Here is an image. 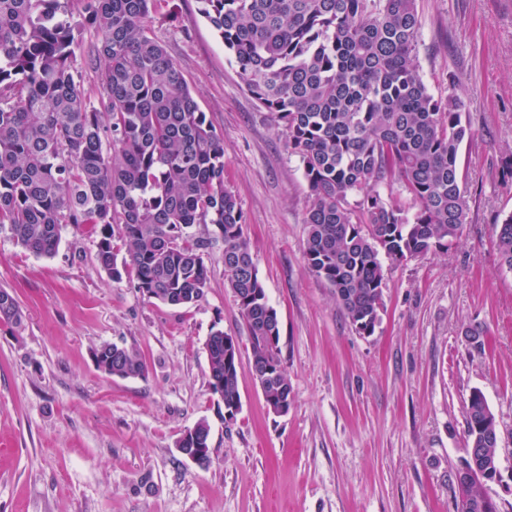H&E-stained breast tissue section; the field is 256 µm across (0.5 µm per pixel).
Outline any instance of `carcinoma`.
<instances>
[{
	"label": "carcinoma",
	"mask_w": 512,
	"mask_h": 512,
	"mask_svg": "<svg viewBox=\"0 0 512 512\" xmlns=\"http://www.w3.org/2000/svg\"><path fill=\"white\" fill-rule=\"evenodd\" d=\"M160 0H0V228L36 256L55 253L65 224L98 237L96 260L119 281L171 306L200 301L204 255L223 244L227 288L246 321L252 372L267 407L288 414L292 388L280 367L277 311L224 182V144L188 82L152 32ZM247 92L299 156L309 187L304 259L336 295L352 328L374 333L383 306L380 255L402 262L447 252L467 222L459 168L472 135L465 106L435 96L416 60V0H198ZM91 29L86 66L103 64L99 105L74 68ZM397 187L384 195L380 187ZM211 224L215 236L187 229ZM129 245L120 261L113 239ZM502 267L512 271V214L496 225ZM0 322L22 324L16 299ZM209 387L224 422L241 407L239 341L222 330L205 345ZM118 378L145 374L125 346L93 352ZM484 394L465 407L468 442L493 463L495 428ZM179 442L211 463L210 425Z\"/></svg>",
	"instance_id": "cac0c4a2"
}]
</instances>
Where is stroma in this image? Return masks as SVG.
Returning <instances> with one entry per match:
<instances>
[{"label":"stroma","instance_id":"1","mask_svg":"<svg viewBox=\"0 0 512 512\" xmlns=\"http://www.w3.org/2000/svg\"><path fill=\"white\" fill-rule=\"evenodd\" d=\"M198 7L163 0L152 27L224 142V181L278 313L290 409L271 413L253 379L221 244L205 257L204 298L176 307L112 280L85 227L64 226L49 257L0 231V288L24 316L21 328L0 324V512H452L476 390L503 447L486 491L512 512V273L495 247L512 213V0H417L419 72L434 95L456 88L471 120L459 156L468 218L447 253L384 260L370 336L308 269L302 163ZM478 326L482 349L468 338ZM217 329L240 343L230 425L209 388L205 344ZM107 343L134 349L145 374L98 369L92 352ZM202 420L204 469L177 450Z\"/></svg>","mask_w":512,"mask_h":512}]
</instances>
